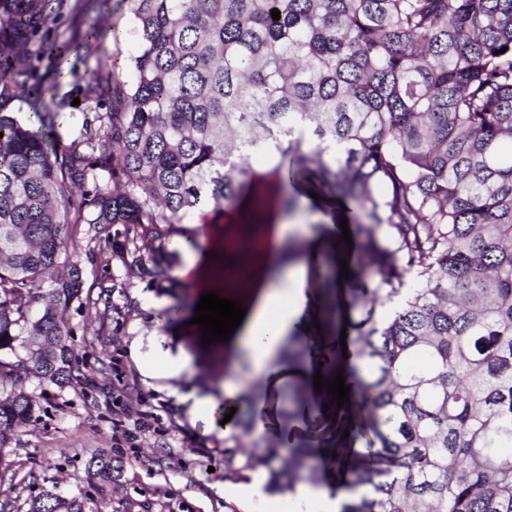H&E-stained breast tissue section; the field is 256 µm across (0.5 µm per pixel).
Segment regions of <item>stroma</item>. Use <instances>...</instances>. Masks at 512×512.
Here are the masks:
<instances>
[{
    "label": "stroma",
    "instance_id": "stroma-1",
    "mask_svg": "<svg viewBox=\"0 0 512 512\" xmlns=\"http://www.w3.org/2000/svg\"><path fill=\"white\" fill-rule=\"evenodd\" d=\"M89 16L101 23L97 38L88 40ZM36 39L76 41L79 55L68 60L72 72L56 75L49 60L41 59L39 73L51 88L42 104L11 99L0 108L34 128L39 113L50 111L62 144L81 141L84 113L101 109L87 98L88 83L130 75L138 44L129 6L126 0H62ZM304 189L301 202L312 233L324 236L313 211V186ZM91 236L89 225L77 227V255L94 303L72 305L65 316L84 376L65 388H48L32 421L10 437L0 464V512H25L28 495L52 488L64 496L90 497L93 512H282L279 496L225 479L220 413H192L194 400L224 401V374L237 373L229 387L236 408L264 428L246 440L249 448L270 447L283 434L316 449L345 447L347 415L334 421L313 406L284 419L283 384L251 380L237 337L208 344L193 324L200 281L147 287L137 269L124 266L110 250L95 249ZM324 238L320 261L306 266V282L322 335L335 337L342 333L336 319L345 307L327 293L326 271L353 253L335 237ZM168 357L186 359L192 377H169ZM102 450L124 461L120 476L105 488L87 470L91 455Z\"/></svg>",
    "mask_w": 512,
    "mask_h": 512
}]
</instances>
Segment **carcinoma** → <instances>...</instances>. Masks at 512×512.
I'll return each instance as SVG.
<instances>
[{
  "mask_svg": "<svg viewBox=\"0 0 512 512\" xmlns=\"http://www.w3.org/2000/svg\"><path fill=\"white\" fill-rule=\"evenodd\" d=\"M128 2L131 80L96 86L112 109L85 119L80 143L0 112V448L40 408L24 381L80 378L65 321L91 297L70 252L76 226H122L105 245L123 260L132 236L154 243L192 210L245 207L261 251L266 203L248 193L261 152L288 215L306 171L353 205L360 273L344 292L362 318L321 367L328 379L343 370L364 412L363 465L336 457L340 512H512V154L500 148L512 139V0ZM58 5L0 0V100L44 98L35 57L62 75L71 44L29 48ZM131 264L148 287H173L161 248ZM285 400L288 419L306 404ZM254 432L236 416L226 479L265 470L285 499L318 485L307 443L242 448ZM121 465L102 452L88 470L110 485ZM25 504L87 509L46 489Z\"/></svg>",
  "mask_w": 512,
  "mask_h": 512,
  "instance_id": "1",
  "label": "carcinoma"
}]
</instances>
